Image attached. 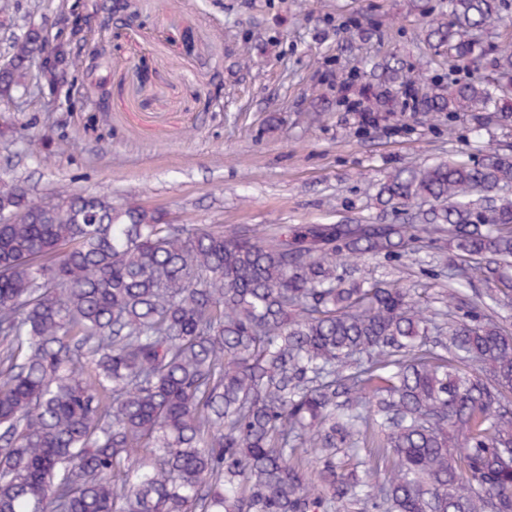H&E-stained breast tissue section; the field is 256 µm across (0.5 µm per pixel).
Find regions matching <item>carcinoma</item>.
<instances>
[{
    "mask_svg": "<svg viewBox=\"0 0 512 512\" xmlns=\"http://www.w3.org/2000/svg\"><path fill=\"white\" fill-rule=\"evenodd\" d=\"M428 40L471 80L420 111L512 122L481 73L501 0H448ZM12 43L0 92L44 50ZM512 81V53L495 62ZM512 154L410 165L379 203L417 224H170L160 209L0 186V512H512ZM448 234L424 306L349 261ZM486 287L475 298L462 288ZM369 449L359 474L349 460Z\"/></svg>",
    "mask_w": 512,
    "mask_h": 512,
    "instance_id": "1",
    "label": "carcinoma"
}]
</instances>
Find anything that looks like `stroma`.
<instances>
[{"mask_svg": "<svg viewBox=\"0 0 512 512\" xmlns=\"http://www.w3.org/2000/svg\"><path fill=\"white\" fill-rule=\"evenodd\" d=\"M63 0H8L0 57L30 28L59 31ZM87 15L107 66L86 58L53 98L0 97V180L36 198L59 187L164 210L170 223L395 224L424 210L380 206L395 170L483 145L512 152V123L475 112H379L362 124L341 82L384 91L390 67L451 87L467 71L427 42L448 0H130L135 21L105 22L110 0H64ZM438 246L348 276L398 277L433 293L420 262Z\"/></svg>", "mask_w": 512, "mask_h": 512, "instance_id": "obj_1", "label": "stroma"}]
</instances>
